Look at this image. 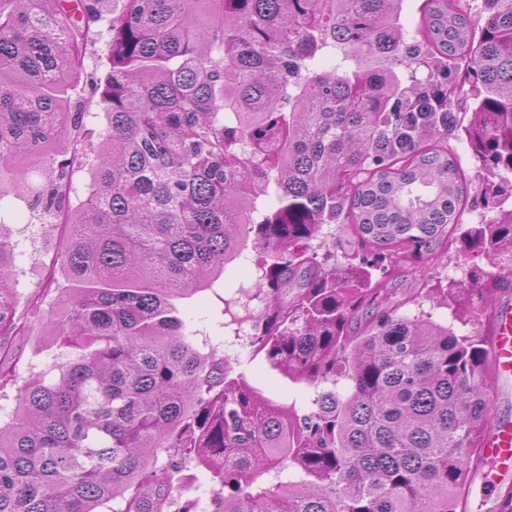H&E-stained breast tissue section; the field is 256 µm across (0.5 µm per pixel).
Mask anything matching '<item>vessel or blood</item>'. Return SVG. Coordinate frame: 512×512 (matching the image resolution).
<instances>
[{"label": "vessel or blood", "instance_id": "obj_1", "mask_svg": "<svg viewBox=\"0 0 512 512\" xmlns=\"http://www.w3.org/2000/svg\"><path fill=\"white\" fill-rule=\"evenodd\" d=\"M491 364L502 382L512 381V301L502 300L493 311ZM484 467L476 474L487 502L498 497V487L512 479V416L494 414L481 441Z\"/></svg>", "mask_w": 512, "mask_h": 512}]
</instances>
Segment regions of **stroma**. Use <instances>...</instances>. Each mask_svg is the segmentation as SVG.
<instances>
[{"label": "stroma", "mask_w": 512, "mask_h": 512, "mask_svg": "<svg viewBox=\"0 0 512 512\" xmlns=\"http://www.w3.org/2000/svg\"><path fill=\"white\" fill-rule=\"evenodd\" d=\"M448 146L455 153L469 184V196L462 208V226L468 228L493 220L497 210L485 203V185L491 179L501 184L512 182V172L500 169L496 174H489L481 158L475 154L464 130L450 133ZM0 189L6 194L7 203L6 208L0 210V217L10 226L12 238L17 243L14 266L18 294L17 315L29 327L28 335L8 337L7 344L19 359L16 369L20 379L48 372L55 374L60 366L68 362L70 355L69 348L57 340L45 320L46 312L57 304V285L47 280L46 273L61 246V240L57 229L45 223L41 208L32 205L27 193L8 183ZM255 255L253 244H246L243 259L230 264L223 276L180 303V315L196 330L198 343L223 347L224 291L250 280ZM388 289L401 314L411 317L425 311L431 313L433 320L451 322L458 334L470 335L475 331L479 313H472L460 320L454 317L452 309L434 307L426 299L420 281L414 277L391 281ZM239 369L244 372L249 383L261 388L268 397L295 406L301 413L309 410L315 396L314 387L288 380L272 370L260 357L243 361Z\"/></svg>", "instance_id": "35a3bbf8"}]
</instances>
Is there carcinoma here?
<instances>
[{
    "label": "carcinoma",
    "mask_w": 512,
    "mask_h": 512,
    "mask_svg": "<svg viewBox=\"0 0 512 512\" xmlns=\"http://www.w3.org/2000/svg\"><path fill=\"white\" fill-rule=\"evenodd\" d=\"M69 2L0 0V179L61 213L72 284L47 316L72 358L23 381L0 425V512H193L191 461L209 512H469L490 338L397 313L384 284L456 241L459 72L480 83L472 147L512 172V0H483L479 34L458 0H426L414 43L401 0H77L76 18ZM105 18L109 70L74 104ZM93 103L106 129L73 205ZM332 224L352 234L339 263L319 254ZM466 238L512 263V209ZM250 239L257 287L224 294V328L250 323L272 369L329 385L303 415L179 316ZM13 258L1 223V337L27 332ZM469 279L427 298L491 318L512 271Z\"/></svg>",
    "instance_id": "cac0c4a2"
}]
</instances>
